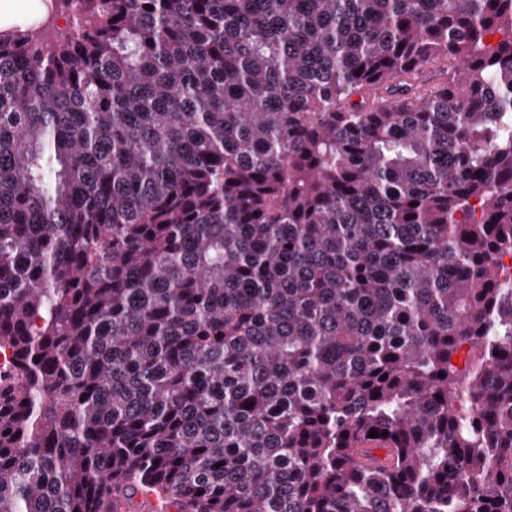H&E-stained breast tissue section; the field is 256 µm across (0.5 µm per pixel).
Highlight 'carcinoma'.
I'll return each mask as SVG.
<instances>
[{
	"mask_svg": "<svg viewBox=\"0 0 512 512\" xmlns=\"http://www.w3.org/2000/svg\"><path fill=\"white\" fill-rule=\"evenodd\" d=\"M507 256L512 0H46L0 33V512H512Z\"/></svg>",
	"mask_w": 512,
	"mask_h": 512,
	"instance_id": "cac0c4a2",
	"label": "carcinoma"
}]
</instances>
